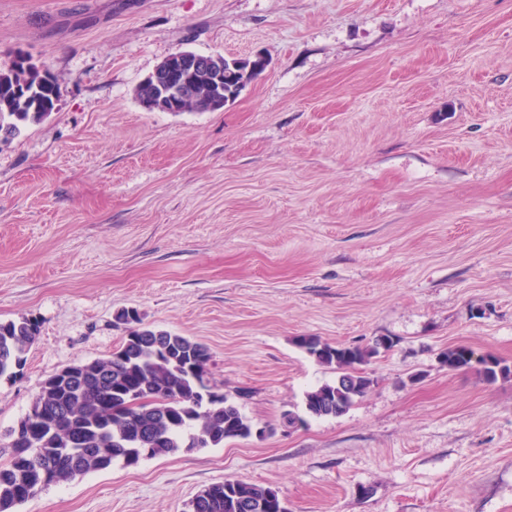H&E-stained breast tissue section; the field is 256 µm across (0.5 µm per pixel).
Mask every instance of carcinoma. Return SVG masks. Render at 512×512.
Here are the masks:
<instances>
[{"mask_svg":"<svg viewBox=\"0 0 512 512\" xmlns=\"http://www.w3.org/2000/svg\"><path fill=\"white\" fill-rule=\"evenodd\" d=\"M228 61L222 55L210 57L213 71L224 70L227 103L238 97L243 81ZM189 81L193 91L183 100V111H208L210 74L202 71ZM58 91V83L43 82L37 72L0 70V140L44 121ZM115 320L129 329L122 345L107 358L67 366L49 378L19 420L23 440L0 463V512H16L47 486L107 470L116 460L134 465L252 435L251 420L226 396L215 405L206 401L214 389L205 383L210 354L204 344L144 325L133 308L118 311ZM39 333L35 318L0 322V377L23 368ZM297 345L318 363L339 371L334 381L305 394L306 413L321 418L345 414L371 390L374 379L363 366L383 347H392L393 340L385 336L369 347H335L301 336ZM471 354L466 346H450L439 360L457 371L471 366ZM481 374L494 384L512 376V367L493 356L482 363ZM189 512L288 510L277 490L227 479L200 490Z\"/></svg>","mask_w":512,"mask_h":512,"instance_id":"1","label":"carcinoma"}]
</instances>
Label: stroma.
<instances>
[{"instance_id":"obj_1","label":"stroma","mask_w":512,"mask_h":512,"mask_svg":"<svg viewBox=\"0 0 512 512\" xmlns=\"http://www.w3.org/2000/svg\"><path fill=\"white\" fill-rule=\"evenodd\" d=\"M263 55L215 112L136 87L178 50ZM57 78L0 142V321L36 318L0 377V435L115 322L190 337L257 435L52 485L17 512H188L227 479L288 512H512V0H0V69ZM394 345L339 417L295 340ZM469 347L470 368L440 353ZM472 353L469 347L463 345L450 346L441 352L439 360L448 370L457 371L471 366Z\"/></svg>"}]
</instances>
